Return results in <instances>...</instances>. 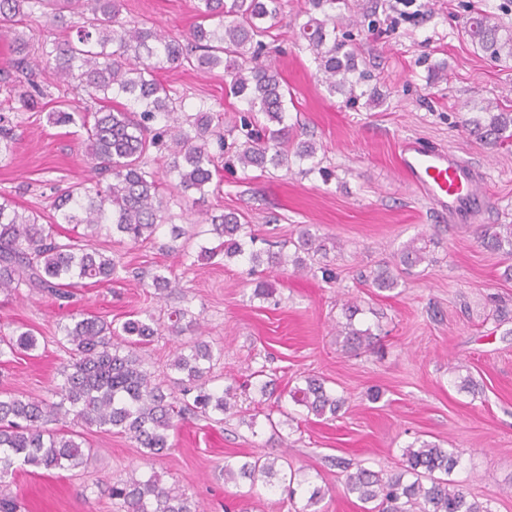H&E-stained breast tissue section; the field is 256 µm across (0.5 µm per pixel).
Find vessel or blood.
Masks as SVG:
<instances>
[{
	"label": "vessel or blood",
	"mask_w": 512,
	"mask_h": 512,
	"mask_svg": "<svg viewBox=\"0 0 512 512\" xmlns=\"http://www.w3.org/2000/svg\"><path fill=\"white\" fill-rule=\"evenodd\" d=\"M399 170L443 213L456 215L472 210L486 196L475 170L450 149H429L414 141L407 142L400 154Z\"/></svg>",
	"instance_id": "vessel-or-blood-1"
}]
</instances>
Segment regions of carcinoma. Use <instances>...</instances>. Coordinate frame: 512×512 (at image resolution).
<instances>
[{"mask_svg": "<svg viewBox=\"0 0 512 512\" xmlns=\"http://www.w3.org/2000/svg\"><path fill=\"white\" fill-rule=\"evenodd\" d=\"M323 18L310 17L299 26V38L312 52L329 93L339 92L354 102L367 98L375 105V91L364 88V75L357 72L354 51L336 37L341 20L336 14L339 0H310ZM196 10L203 22L186 38L161 33L146 23L127 24L120 19V0H0V32L15 33L16 69L40 70L57 82L76 80L90 95L103 101L125 95L130 106L123 110L98 111L93 123L75 112L59 110L50 114L56 125L82 121L87 136L85 153L91 160L95 185L80 184L60 192L53 208L62 224L84 226L80 237L65 242L38 223L34 215L0 200V291L20 284L55 299H69L73 290L87 285L109 283L124 265L91 245L100 230L112 231L133 243L153 237L162 226L163 202L153 171L145 157L150 148L168 151L167 174L173 189L187 197L205 199L217 174L212 145L225 151L224 136L213 126L214 116L199 111L181 120L174 116L177 106L167 89L154 77L158 70L190 66L204 72L221 67L230 78L228 92L244 100L249 112L241 116V141L232 158L242 168L289 167L296 163L304 173H323L315 143L298 139L295 127L286 124L284 80L269 63L260 61L262 38L282 22L280 0H197ZM44 18L49 31L61 35L46 38L30 49V43L16 34L23 18ZM211 21L205 25V21ZM473 46L494 59L512 58V31L491 16L471 17L465 26ZM488 117L466 120V129L487 145L498 147L512 142V113L485 107ZM202 223L222 238L216 247L199 246L197 259L211 261L222 254L239 258L255 272L264 266L278 270L293 264L298 272L308 269L307 257L326 250L325 239L305 228L293 242V255L283 249L256 247L249 224L233 212L205 214ZM482 244L512 256V224L481 226ZM428 241L411 239L398 251V264L406 270L429 261ZM372 287L393 291L398 277L384 267L371 276ZM345 321L336 323L347 352L374 346L370 328H358L354 318L357 302L343 304ZM190 311L179 309L169 316V333L179 336L193 326ZM161 324L148 314L131 315L116 326L104 319L70 314V322L59 326L62 342L68 345L69 360L60 370L55 386L60 401L52 405L36 398L0 393V486L20 466L46 471L86 466L92 454L86 452L76 434L49 427L60 415H73L85 426L120 429L149 453L160 454L171 447L169 431L189 414L224 415L237 407L236 393L227 387L218 393L207 388V375L215 359L211 346L201 340L178 353L171 368L184 377L173 385L180 395L165 392L145 367L139 349L159 334ZM37 347L29 330L16 329L0 336V365ZM291 401L316 417L336 416L343 400L316 376L304 378V385L288 391ZM401 471L384 474L362 465L349 471V463L335 461L347 470L345 488L367 505L365 512H492L489 503L470 497L468 490L448 479L456 467L459 451L415 439L404 450ZM278 458L269 455L240 465L224 462V482L273 486ZM112 499L123 512H200L199 506L177 488H167L157 476L129 477L111 486Z\"/></svg>", "mask_w": 512, "mask_h": 512, "instance_id": "carcinoma-1", "label": "carcinoma"}]
</instances>
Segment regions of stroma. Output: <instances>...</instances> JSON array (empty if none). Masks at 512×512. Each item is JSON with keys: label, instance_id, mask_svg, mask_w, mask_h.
Wrapping results in <instances>:
<instances>
[{"label": "stroma", "instance_id": "obj_1", "mask_svg": "<svg viewBox=\"0 0 512 512\" xmlns=\"http://www.w3.org/2000/svg\"><path fill=\"white\" fill-rule=\"evenodd\" d=\"M197 0H121V17L166 33L188 35L198 21ZM394 0H345L340 27L359 53V66L383 96L379 106L345 104L329 94L309 51L295 40L292 21H306L309 0H281L284 24L272 29L262 54L273 63L292 95L287 121L313 141L329 179L304 175L298 166L264 171L239 165L220 168V185L205 204L174 197L165 173L166 151L150 153V168L167 199V223L154 238L132 243L101 233L94 247L119 257L127 273L103 287L77 289L72 309L51 297L19 287L0 292V336L16 326L30 328L35 350L0 366V391L52 400L57 372L68 355L56 325L70 311L116 323L150 312L159 321L178 308L189 309L200 331L172 336L160 332L141 354L155 376L183 341L201 339L221 354L210 386L221 390L267 367L276 398L254 390L239 394L233 416L190 415L170 435L159 455L138 447L128 435L61 417L56 427L80 434L94 457L74 470L17 469L8 491L19 512H119L110 487L129 477L159 475L178 486L203 512L240 506L247 512H300L306 500H288L283 488L250 493L248 483H225V460L244 462L278 456L282 473L301 471L311 486L325 489L319 512H363L344 488L345 474L332 459L343 458L375 471L398 469L409 443L422 438L460 451L450 478L464 485L494 512H512V280H504V255L482 247L476 230L484 224H512V145L492 148L467 131L465 119L499 102L512 112V60L498 62L473 48L465 35L468 17L494 12L512 28V0H419L421 16L393 22ZM11 36L0 35V113H10L15 141L0 160V196L19 211L37 213L59 239L71 225L55 223L50 204L60 190L85 182L89 163L85 130L50 123L58 109L99 111L77 83L60 84L39 74L41 111L17 97L20 75L11 61ZM159 80L177 102L179 115L208 111L228 133L246 103L227 93L223 69L202 73L188 67L160 71ZM452 147L482 177L487 194L471 215L451 218L434 211L397 173L401 141ZM233 211L259 237L286 243L303 227L328 237L326 255L315 256L308 271L257 270L270 294L255 295L247 285V265L216 257L189 265L197 242L172 238L171 225L190 227L202 210ZM429 239L426 269L402 273L398 291L381 292L364 274L393 262L409 240ZM333 280H326L325 271ZM172 273L180 286L153 288L157 274ZM362 308L358 327L374 326L372 350H343L336 335L345 300ZM324 378L346 404L336 417L318 418L292 405L290 388L304 377ZM476 392L460 388L464 377ZM379 390L371 400V390ZM292 416L283 425L281 410Z\"/></svg>", "mask_w": 512, "mask_h": 512}]
</instances>
